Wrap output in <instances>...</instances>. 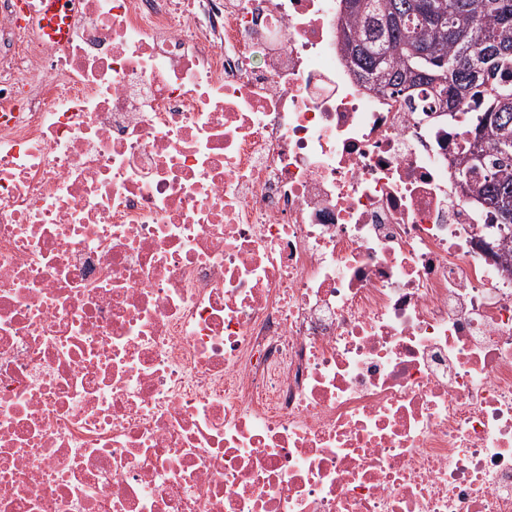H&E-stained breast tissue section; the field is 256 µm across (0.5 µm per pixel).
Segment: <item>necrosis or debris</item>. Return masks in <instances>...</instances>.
<instances>
[{
	"mask_svg": "<svg viewBox=\"0 0 512 512\" xmlns=\"http://www.w3.org/2000/svg\"><path fill=\"white\" fill-rule=\"evenodd\" d=\"M343 0H0V512H512V238ZM32 24L40 34L60 43L66 35V23L78 7V0H38Z\"/></svg>",
	"mask_w": 512,
	"mask_h": 512,
	"instance_id": "1",
	"label": "necrosis or debris"
}]
</instances>
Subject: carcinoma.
<instances>
[{
	"label": "carcinoma",
	"instance_id": "cac0c4a2",
	"mask_svg": "<svg viewBox=\"0 0 512 512\" xmlns=\"http://www.w3.org/2000/svg\"><path fill=\"white\" fill-rule=\"evenodd\" d=\"M343 48L377 92L412 111L473 104L460 158L483 155L472 195L512 225V0H344Z\"/></svg>",
	"mask_w": 512,
	"mask_h": 512
}]
</instances>
